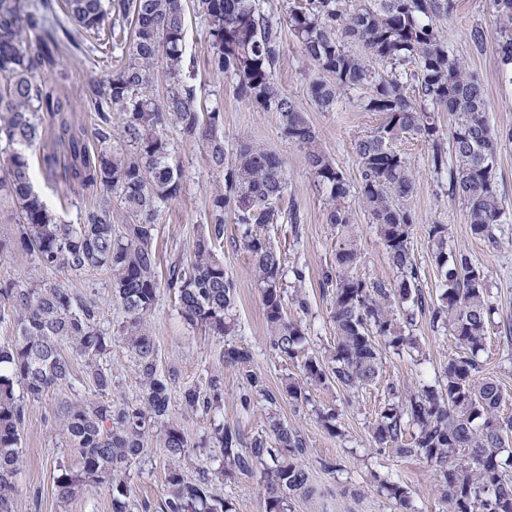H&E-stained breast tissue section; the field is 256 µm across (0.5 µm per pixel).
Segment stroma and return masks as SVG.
<instances>
[{
  "label": "stroma",
  "mask_w": 512,
  "mask_h": 512,
  "mask_svg": "<svg viewBox=\"0 0 512 512\" xmlns=\"http://www.w3.org/2000/svg\"><path fill=\"white\" fill-rule=\"evenodd\" d=\"M185 55L193 63V78L203 104L223 114L224 145L228 152L243 144L264 147L286 163L288 192L282 208H297L302 224H278L268 229L272 245L281 253L286 266L304 268L306 277L300 289L309 302L308 314L289 310V317H301L306 333L304 356L327 355L336 341L331 320V297L322 288L326 271L335 267L340 232L327 224L326 199L314 182L303 149L292 144L280 132L275 113L240 100L235 81L211 70L208 61L212 47L206 39L207 22L197 0H185ZM439 34L449 47L481 81L489 123L503 136L499 144L495 182L502 207V223L495 239L472 234L466 208L460 198L448 192L447 174L435 173L431 166V148L420 139L406 136L392 141L391 147L406 158L415 174V185L408 206L414 215L410 248L418 267V286L426 302L436 301L440 275L432 261L428 227H448L449 254L468 255L484 275L488 299L495 308L489 326L486 348L480 353L483 375L495 378L504 391L502 413L512 416V73L506 72L496 52L499 30L494 23L492 0H455L453 13L435 21ZM485 32L483 46H475L469 32L472 27ZM110 58L84 53L72 46H60L45 58L38 79L53 95L68 98L70 108L65 119L83 135L93 130L91 102L84 94L90 78L108 73ZM315 66L302 52L296 38L283 32L277 81L314 126L321 148L336 163L350 183L360 180L354 152L356 140L369 134L384 118L376 112L358 108L355 101L341 97L330 111L321 110L309 91ZM173 160L184 176L179 199L162 204L157 220L155 247L159 256L158 272L166 274L175 261L191 255L194 240L206 222L209 201L224 184L222 171L213 168L205 148L196 142L175 139ZM55 155L66 162L67 146L58 140L52 120H44L41 138L32 153L33 185L60 218L76 224L85 208L96 202L94 194L51 178L43 164L44 155ZM353 210V231L362 259L353 274L362 279L396 282L397 272L369 216L357 198H349ZM243 226L233 214L224 218V237L215 242L213 252L223 260L224 269L233 280L237 293L236 318L239 331L232 341L249 347L254 354V368L261 373L275 402L259 399L249 409H242L237 396L242 381L236 369L225 365L224 344L219 337L190 326L180 315L176 299L167 289H160L148 318L157 347L160 372H174L170 415L184 430L191 444H198L215 420L237 428L245 439L265 434L271 417H278L296 427L305 441L306 463L321 494L314 499H295L294 512H446L440 498L436 474L424 458H404L394 451H377L372 439V423L390 397V388L399 392L435 385L443 376L449 358L460 349L449 332L434 327L429 314L419 315L412 334L417 348L408 354L385 352L379 383L352 393L335 383L313 384L308 388L310 401L298 404L284 395L285 377L302 379L300 360H284L267 343L262 294L256 285L251 258L241 236ZM63 283L81 292H93L102 305L104 328L114 334L112 350L105 363L112 369L113 391L117 398L135 402L140 376L127 344L117 337L122 315L112 306V290L106 274L82 279L63 272L42 273L30 257L8 247L0 252V280L36 283L42 277ZM83 359L73 358L68 384L51 388L42 400L29 403L21 430L23 465L16 480L12 512H111L110 499L103 489L88 484L69 501L57 497L54 487L58 461L76 465L77 459L62 446L57 423L64 405L87 396ZM221 375L224 381V405L221 410L187 413L178 396L182 388L205 383L207 376ZM333 409L339 415L344 436L332 437L316 418L317 410ZM334 471H324V463ZM172 460L162 449H152L142 462L133 464L128 481L131 487L129 512H143V503H158L164 493L165 477ZM392 476L408 483L412 491L410 510H403L379 489V479ZM217 493L231 503L234 512H265L266 504L259 477L227 478L215 485Z\"/></svg>",
  "instance_id": "1"
}]
</instances>
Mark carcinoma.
<instances>
[{
	"instance_id": "carcinoma-1",
	"label": "carcinoma",
	"mask_w": 512,
	"mask_h": 512,
	"mask_svg": "<svg viewBox=\"0 0 512 512\" xmlns=\"http://www.w3.org/2000/svg\"><path fill=\"white\" fill-rule=\"evenodd\" d=\"M493 2L500 59L512 67V0ZM65 5L71 29L51 23L52 0H0V214L16 220L15 239L0 241V253L13 246L40 268L78 278L108 274L112 304L124 313L119 333L135 356L140 392L134 404L112 397V371L100 364L110 353L112 336L101 325L97 298L56 282L26 287L13 279L0 281V320H9L15 330L14 340L0 346V512H11L27 403L69 382L72 354L85 361L91 395L68 404L58 419L60 435L79 460L77 470L62 461L56 466L61 500L93 482L109 493L112 512H128L129 468L146 456L149 438L172 458L190 453L187 438L170 419L175 377L158 371L147 316L164 286L176 296L187 323L220 337L238 331L235 284L212 250L224 238V214L234 213L245 226L243 246L262 291L270 349L295 359L304 336L301 322L288 317L284 284L290 275L303 282L305 270L288 269L265 235L275 224L301 223L297 209L280 206L288 191L285 162L250 145L226 157L221 112L201 107L189 76L183 0H65ZM198 6L208 19L210 68L235 79L240 98L275 113L282 135L306 150L329 201L327 223L344 232L336 273H326L323 280L324 288L331 289L336 343L324 359L305 358L304 378L318 384L330 378L348 391L378 383L381 345L397 353L415 348L411 328L417 313L429 310L432 323L450 331L464 353L448 359L439 387L409 391L381 408L373 428L376 448L430 462L448 512H512V461L502 458L512 418L501 415L503 389L493 378L479 376L477 360L492 313L483 272L464 254L448 256L447 225H430L442 284L438 303L425 305L409 246L414 215L406 201L414 175L406 159L390 148L403 134L431 145L432 167L437 173L449 171V191L464 201L471 231L494 238L502 216L495 185L498 135L488 122L481 84L433 23L453 10V0H296L284 19L268 0H199ZM284 23L318 70L309 89L322 110L356 93L361 108L385 116L371 134L357 139L354 150L361 176L358 201L400 274L395 286L352 274L361 252L349 231L351 185L277 83ZM107 29L112 49L122 50L124 61L108 76L89 80L86 95L94 109L96 147L91 151L84 138L71 136L70 160L63 167L66 181L103 191L106 198L84 209L79 223L66 224L32 183L29 150L41 136L42 113L65 107L36 75L43 55L60 38L80 49ZM159 63L171 80L162 103L149 92ZM443 110L452 117V168L435 117ZM114 123L120 128L117 137L112 136ZM162 127L201 143L209 163L224 170V189L210 199L207 224L192 255L171 265L163 281L154 246L158 212L160 204L181 196L183 181L173 161V143L159 133ZM114 198L131 219L118 230L110 212ZM224 362L237 369L244 383L241 406H250L258 396L276 400L265 377L253 369L248 347L226 344ZM283 391L296 403L309 401L305 388L290 377ZM180 397L187 412L216 410L224 403L221 378L215 374L201 387L184 388ZM318 417L330 435L342 434L336 412L320 411ZM202 445L219 450L222 466L196 478L171 466L161 512H231L215 493V481L257 472L266 512H292L295 497L320 494L305 463L303 438L277 418L269 421L268 435L249 441L220 422ZM383 486L399 505L408 503L407 485L385 480Z\"/></svg>"
}]
</instances>
